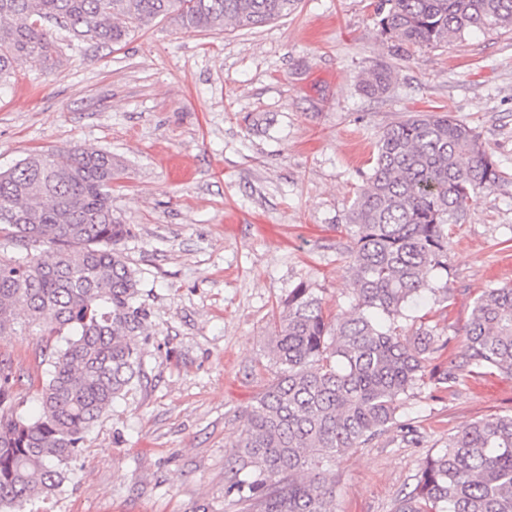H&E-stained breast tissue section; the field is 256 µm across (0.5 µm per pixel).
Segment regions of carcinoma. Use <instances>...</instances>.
<instances>
[{
    "mask_svg": "<svg viewBox=\"0 0 512 512\" xmlns=\"http://www.w3.org/2000/svg\"><path fill=\"white\" fill-rule=\"evenodd\" d=\"M299 0H0V79L27 59L52 70L62 53L52 29L112 45L158 20L185 29H252L294 12ZM382 34L399 45L442 46L475 31L512 29V0H379ZM385 64L361 81L384 94ZM366 185L341 232L349 241L352 313L330 317L316 289L289 291L274 321L269 387L246 411L224 494L247 512H333L336 458L394 428L403 396L429 378L452 390L463 375L512 376V287H488L466 326V352L431 365L445 348L428 330L408 340L400 320L448 270L451 237L481 195L504 181L480 134L445 113L412 115L374 145ZM112 154L73 146L34 152L0 172V226L14 245L46 244L31 258L0 255V336L17 325L61 336L48 354L39 416L14 414L0 374V512L57 490L84 433L142 374L137 338L148 318L139 280L112 213ZM396 512H512V413L467 425L426 456Z\"/></svg>",
    "mask_w": 512,
    "mask_h": 512,
    "instance_id": "carcinoma-1",
    "label": "carcinoma"
}]
</instances>
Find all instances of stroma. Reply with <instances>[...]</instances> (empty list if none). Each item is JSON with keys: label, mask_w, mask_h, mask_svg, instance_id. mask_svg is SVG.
<instances>
[{"label": "stroma", "mask_w": 512, "mask_h": 512, "mask_svg": "<svg viewBox=\"0 0 512 512\" xmlns=\"http://www.w3.org/2000/svg\"><path fill=\"white\" fill-rule=\"evenodd\" d=\"M379 0H300L255 29L199 32L165 19L118 46L54 35L63 64L23 62L0 83V171L28 154L81 145L124 166L112 211L120 248L149 310L143 376L86 433L62 489L25 512H242L225 497L241 415L272 381L273 314L289 290L316 288L351 311L340 233L388 126L448 112L480 133L507 174L452 227L447 300L409 306L407 334L428 329L461 356L483 288L512 286V30L443 47H393ZM392 65L368 97L364 72ZM56 337L0 336L18 414H39L43 353ZM512 412V378L424 382L393 430L339 457L335 512H394L424 458L468 423ZM392 77V71L387 65L378 64L366 73L360 88L369 96L382 95L389 89Z\"/></svg>", "instance_id": "1"}]
</instances>
